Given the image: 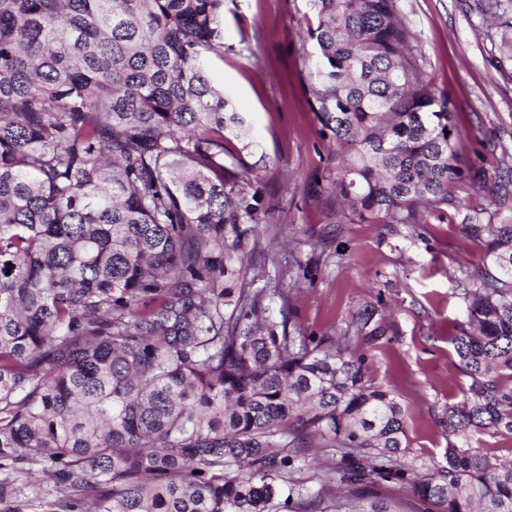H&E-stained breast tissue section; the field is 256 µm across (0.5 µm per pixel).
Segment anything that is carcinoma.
I'll use <instances>...</instances> for the list:
<instances>
[{
    "mask_svg": "<svg viewBox=\"0 0 512 512\" xmlns=\"http://www.w3.org/2000/svg\"><path fill=\"white\" fill-rule=\"evenodd\" d=\"M308 104L331 161L305 184L338 224H429L466 206L479 272L451 338L467 378L446 465L408 455L407 410L351 349L254 287L265 221L224 131L247 123L210 78L224 0H0V506L33 466L65 486L42 512H512V155L459 165L445 94L408 64L401 0H310ZM280 300L273 314L266 300ZM338 461L310 475L308 452ZM316 481L318 489L308 486ZM474 446H478L479 448H487L489 455L494 454L497 456L509 457V454L507 451H505V448H510V446H512V439L507 433L493 437L486 434H480L475 437ZM373 496H379L380 498H393L396 502L395 509L398 510V512H418L417 501L412 494L408 492L397 491L395 489L390 491L383 489H371V491H368V499H373Z\"/></svg>",
    "mask_w": 512,
    "mask_h": 512,
    "instance_id": "cac0c4a2",
    "label": "carcinoma"
}]
</instances>
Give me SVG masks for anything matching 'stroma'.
I'll return each instance as SVG.
<instances>
[{
	"mask_svg": "<svg viewBox=\"0 0 512 512\" xmlns=\"http://www.w3.org/2000/svg\"><path fill=\"white\" fill-rule=\"evenodd\" d=\"M472 5L402 0L419 65L456 109L461 164L491 170L488 139L512 152V77L497 64L512 50V31L488 26ZM316 22L310 0H224V55L210 62L268 157L254 182L271 209L257 229L253 260L266 270L257 285L291 289L296 325L317 336L339 333L358 310L385 303V336L359 349L370 378L409 410L411 454L441 465L448 436L440 421L466 388L448 342L466 319L452 288L459 267L482 268L483 251L463 238L459 213L392 230L331 223L326 208L306 198L305 181L328 158L305 91L306 29Z\"/></svg>",
	"mask_w": 512,
	"mask_h": 512,
	"instance_id": "stroma-1",
	"label": "stroma"
}]
</instances>
